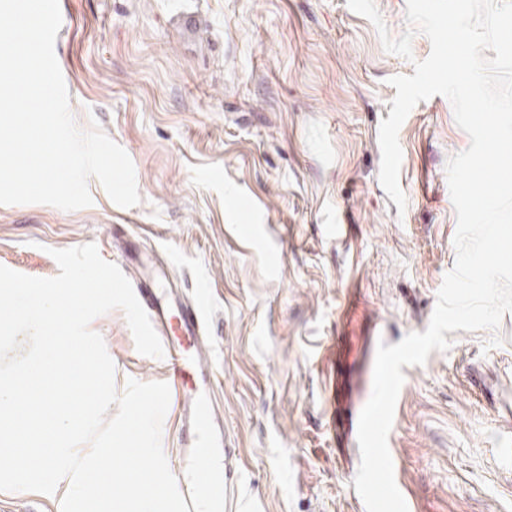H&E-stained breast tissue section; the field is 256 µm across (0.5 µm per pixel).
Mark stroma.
Instances as JSON below:
<instances>
[{"label": "stroma", "instance_id": "stroma-1", "mask_svg": "<svg viewBox=\"0 0 512 512\" xmlns=\"http://www.w3.org/2000/svg\"><path fill=\"white\" fill-rule=\"evenodd\" d=\"M57 34L77 125L132 159L141 196L122 208L97 179L89 207L0 205V265L50 278L51 252L112 234L170 261L208 309L224 412L229 512H366L359 449L341 462L328 387L369 392L379 344L425 331L455 263L446 164L468 148L449 100L419 102L399 131L406 210L380 181L378 131L412 59L384 51L347 0H60ZM128 380L163 381L122 310L95 318ZM352 343L337 359V334ZM406 366L390 448L414 512H512V312L497 330L447 333Z\"/></svg>", "mask_w": 512, "mask_h": 512}]
</instances>
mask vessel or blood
Segmentation results:
<instances>
[{
    "instance_id": "obj_1",
    "label": "vessel or blood",
    "mask_w": 512,
    "mask_h": 512,
    "mask_svg": "<svg viewBox=\"0 0 512 512\" xmlns=\"http://www.w3.org/2000/svg\"><path fill=\"white\" fill-rule=\"evenodd\" d=\"M164 347L168 385L180 410L181 478L179 488L189 512H225L224 485L200 482L201 466L224 468V417L210 374L208 324L201 297L192 298L171 288L164 267L132 283Z\"/></svg>"
}]
</instances>
